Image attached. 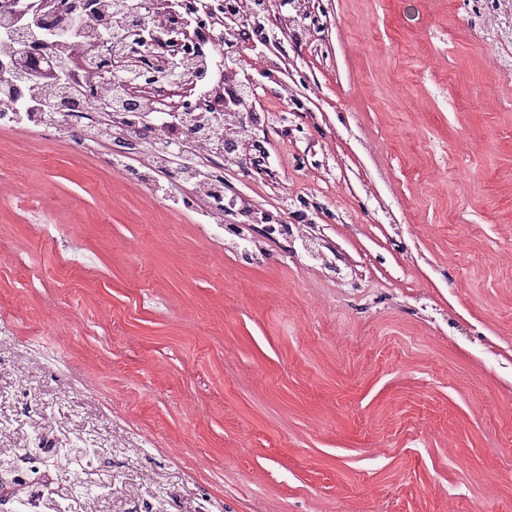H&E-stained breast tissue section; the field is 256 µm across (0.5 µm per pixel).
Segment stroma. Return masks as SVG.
Wrapping results in <instances>:
<instances>
[{
  "label": "stroma",
  "instance_id": "stroma-1",
  "mask_svg": "<svg viewBox=\"0 0 512 512\" xmlns=\"http://www.w3.org/2000/svg\"><path fill=\"white\" fill-rule=\"evenodd\" d=\"M282 12L224 176L307 239L0 128V512H512V0Z\"/></svg>",
  "mask_w": 512,
  "mask_h": 512
}]
</instances>
